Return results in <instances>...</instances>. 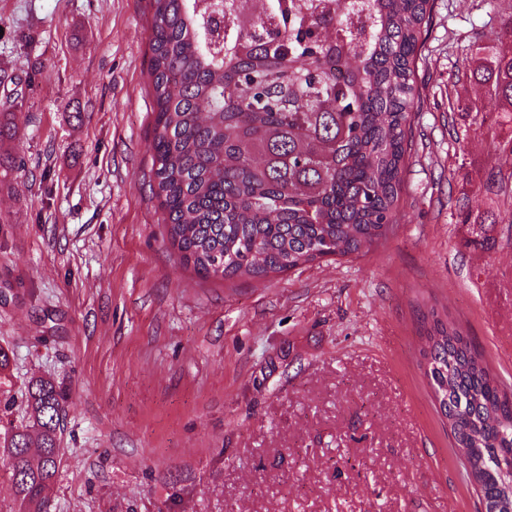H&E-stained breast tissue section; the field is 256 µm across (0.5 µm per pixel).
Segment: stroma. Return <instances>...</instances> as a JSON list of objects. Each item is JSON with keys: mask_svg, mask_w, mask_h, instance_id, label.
I'll list each match as a JSON object with an SVG mask.
<instances>
[{"mask_svg": "<svg viewBox=\"0 0 512 512\" xmlns=\"http://www.w3.org/2000/svg\"><path fill=\"white\" fill-rule=\"evenodd\" d=\"M512 0H432L394 233L264 278L182 266L152 193L149 0H0V427L65 397L46 512H480L425 375L455 321L512 389V213L467 245L464 198L512 173L458 79Z\"/></svg>", "mask_w": 512, "mask_h": 512, "instance_id": "35a3bbf8", "label": "stroma"}]
</instances>
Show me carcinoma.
<instances>
[{
    "label": "carcinoma",
    "mask_w": 512,
    "mask_h": 512,
    "mask_svg": "<svg viewBox=\"0 0 512 512\" xmlns=\"http://www.w3.org/2000/svg\"><path fill=\"white\" fill-rule=\"evenodd\" d=\"M153 194L166 238L204 278L282 273L386 240L410 151L407 117L429 0H266L247 26L239 0H150ZM476 48L469 78L512 149V49ZM20 138L0 113V141ZM485 207L466 208L467 243L486 248L512 199L491 172ZM425 375L461 448L484 512H512V396L461 327L426 337ZM63 397L28 389L29 421L4 433L22 512H45L60 458Z\"/></svg>",
    "instance_id": "1"
}]
</instances>
